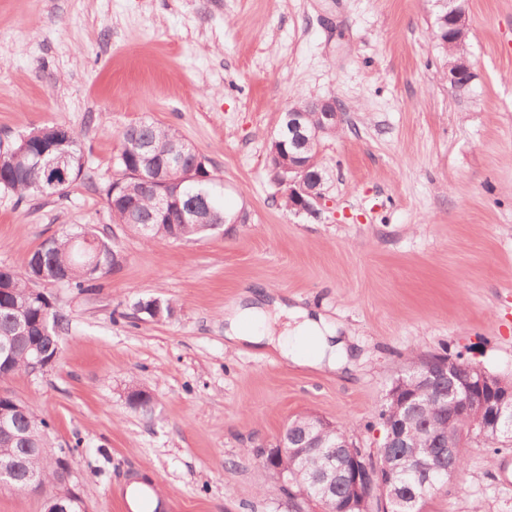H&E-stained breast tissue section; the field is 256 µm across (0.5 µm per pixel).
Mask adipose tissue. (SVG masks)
Returning a JSON list of instances; mask_svg holds the SVG:
<instances>
[{
    "instance_id": "obj_1",
    "label": "adipose tissue",
    "mask_w": 512,
    "mask_h": 512,
    "mask_svg": "<svg viewBox=\"0 0 512 512\" xmlns=\"http://www.w3.org/2000/svg\"><path fill=\"white\" fill-rule=\"evenodd\" d=\"M224 320V334L229 339L272 347L297 364L313 363L336 369L349 360L346 344L335 340L330 324L277 300L267 311L257 306H229Z\"/></svg>"
}]
</instances>
